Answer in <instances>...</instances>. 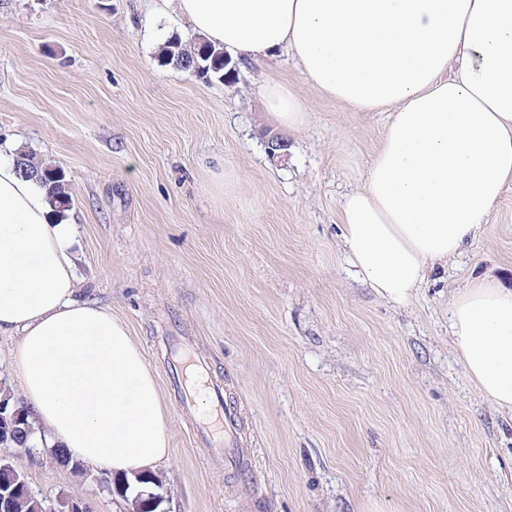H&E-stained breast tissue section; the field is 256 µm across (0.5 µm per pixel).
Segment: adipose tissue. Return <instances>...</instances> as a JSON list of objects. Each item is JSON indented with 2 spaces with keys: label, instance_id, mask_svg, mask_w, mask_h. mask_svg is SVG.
Here are the masks:
<instances>
[{
  "label": "adipose tissue",
  "instance_id": "obj_1",
  "mask_svg": "<svg viewBox=\"0 0 512 512\" xmlns=\"http://www.w3.org/2000/svg\"><path fill=\"white\" fill-rule=\"evenodd\" d=\"M213 45L246 59L287 51L303 78L355 112L389 111L342 240L364 283L406 303L430 264L475 240L512 182V0H176ZM272 123L310 114L288 86L262 92ZM74 227L0 156V333L40 445L110 474L168 455L156 377L126 325L76 298ZM450 333L478 391L512 411V289L458 291Z\"/></svg>",
  "mask_w": 512,
  "mask_h": 512
}]
</instances>
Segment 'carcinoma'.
Returning a JSON list of instances; mask_svg holds the SVG:
<instances>
[{"label": "carcinoma", "instance_id": "cac0c4a2", "mask_svg": "<svg viewBox=\"0 0 512 512\" xmlns=\"http://www.w3.org/2000/svg\"><path fill=\"white\" fill-rule=\"evenodd\" d=\"M160 58L166 64H173L202 78L215 77L229 84L233 82V74L224 67V49L216 48L208 42L197 43L172 36L163 44ZM15 160L18 170L24 171V176L41 184L57 212L69 210L72 194L63 172L43 163L27 151H18ZM24 440L25 431L12 426L1 428L0 462H11L12 451ZM45 507V500L33 492L19 490L11 499L9 512H41Z\"/></svg>", "mask_w": 512, "mask_h": 512}]
</instances>
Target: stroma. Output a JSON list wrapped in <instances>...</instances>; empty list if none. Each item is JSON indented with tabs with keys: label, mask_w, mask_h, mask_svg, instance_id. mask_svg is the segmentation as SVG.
<instances>
[{
	"label": "stroma",
	"mask_w": 512,
	"mask_h": 512,
	"mask_svg": "<svg viewBox=\"0 0 512 512\" xmlns=\"http://www.w3.org/2000/svg\"><path fill=\"white\" fill-rule=\"evenodd\" d=\"M194 33L158 0H0V154L64 171L78 297L123 320L155 372L169 457L164 512H512V412L483 397L450 336L457 290L512 287V183L479 237L404 305L362 283L341 202L387 126L304 80L287 53L232 59L233 83L162 63ZM285 81L311 120L273 131L261 87ZM187 336L252 454L239 475L190 430L170 378ZM32 491L131 512L108 473L21 453Z\"/></svg>",
	"instance_id": "obj_1"
}]
</instances>
